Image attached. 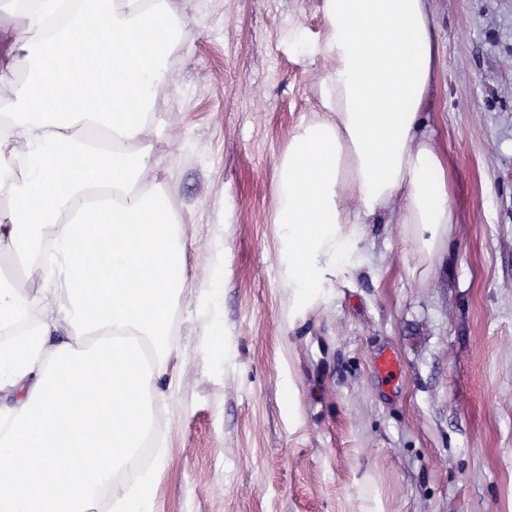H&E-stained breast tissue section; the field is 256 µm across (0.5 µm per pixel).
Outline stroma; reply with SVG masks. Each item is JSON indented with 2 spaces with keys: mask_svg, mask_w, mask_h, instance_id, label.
<instances>
[{
  "mask_svg": "<svg viewBox=\"0 0 512 512\" xmlns=\"http://www.w3.org/2000/svg\"><path fill=\"white\" fill-rule=\"evenodd\" d=\"M321 4L173 0L189 23L151 161L181 219L187 288L178 381L153 404L166 452L139 464L158 470L154 512H512V0H431L444 251L424 262L402 225L363 224L300 288L277 166L320 109Z\"/></svg>",
  "mask_w": 512,
  "mask_h": 512,
  "instance_id": "obj_1",
  "label": "stroma"
}]
</instances>
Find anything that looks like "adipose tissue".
I'll return each instance as SVG.
<instances>
[{"label": "adipose tissue", "mask_w": 512, "mask_h": 512, "mask_svg": "<svg viewBox=\"0 0 512 512\" xmlns=\"http://www.w3.org/2000/svg\"><path fill=\"white\" fill-rule=\"evenodd\" d=\"M61 0L18 14L20 53L0 76V246L39 278V294L0 279V328L44 299L56 318L0 344V512H148L155 476L115 479L153 432L152 403L173 354L186 286L179 216L159 190L142 133L155 92L183 48L186 16L169 0H93L58 27L72 55L89 34L104 48L92 71L47 62L43 31ZM325 33L311 48L326 68L321 111L300 121L279 163L278 223L288 275L304 287L337 260L354 228L382 215L404 225L422 259L440 253L454 221L448 170L422 129L440 48L430 0H323ZM66 339L53 341L57 323Z\"/></svg>", "instance_id": "adipose-tissue-1"}]
</instances>
